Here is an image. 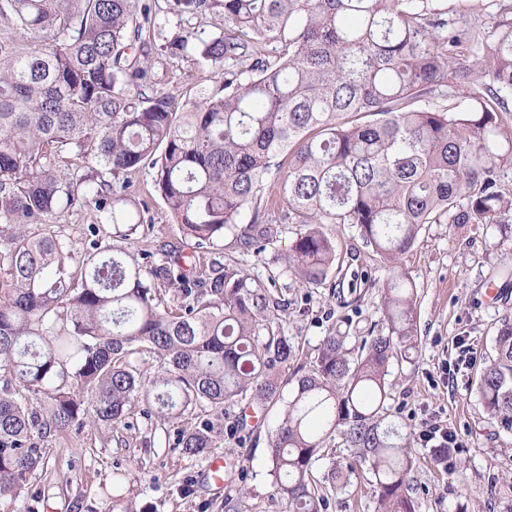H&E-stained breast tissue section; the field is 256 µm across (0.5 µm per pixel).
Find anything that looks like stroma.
Here are the masks:
<instances>
[{
  "label": "stroma",
  "instance_id": "obj_1",
  "mask_svg": "<svg viewBox=\"0 0 512 512\" xmlns=\"http://www.w3.org/2000/svg\"><path fill=\"white\" fill-rule=\"evenodd\" d=\"M223 25L219 16L181 23L160 13L151 33L157 87L181 102L198 87L222 82V68H196L162 47L181 30L210 35ZM129 179L128 209L139 223L134 248L166 244L189 249L190 240L160 197L155 169L141 167ZM94 220L93 208L76 207L51 229L79 253ZM336 246V267L318 287L303 285L273 250L257 256L241 253L230 233L211 248L210 256L263 282L275 315L309 356L332 328L341 325L359 336L383 319L379 257L348 224L337 227ZM403 264L418 289L419 349L412 361L390 367L387 406L413 433L437 425L456 434L461 444L458 470L451 474L431 462L423 441H414L416 510L452 512L461 500L471 512H507L512 500L491 495L490 485L512 482V431L486 412L472 379L479 364L494 355L493 338L503 311L512 310V280L501 276L512 267V238L503 237L494 224H427ZM463 345L473 349L475 362L459 361ZM241 411L240 405L230 404L206 412L221 433L216 454L229 456L233 465V480L222 490L203 480L205 459L175 449L180 424L161 421L138 406L117 430L76 425L41 439L47 468L38 470L19 496L1 501L0 512H282L267 453L280 408L269 407L243 427L238 424ZM327 512H375L366 474L351 475L347 487L332 495Z\"/></svg>",
  "mask_w": 512,
  "mask_h": 512
}]
</instances>
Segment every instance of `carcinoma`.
<instances>
[{"label":"carcinoma","instance_id":"cac0c4a2","mask_svg":"<svg viewBox=\"0 0 512 512\" xmlns=\"http://www.w3.org/2000/svg\"><path fill=\"white\" fill-rule=\"evenodd\" d=\"M167 13L224 27L171 40L169 55L221 67L224 83L177 103L153 82L152 0H0V501L47 464L36 439L74 424L116 430L142 403L163 421L248 400L282 404L268 448L284 512H325L329 492L358 470L376 512H416L412 433L388 420L392 362L418 348L416 285L402 266L426 224H499L512 213V0H166ZM470 87L471 102L446 99ZM288 156L276 181L272 168ZM91 174L69 173L71 160ZM157 169L164 205L194 241L183 253L133 250L120 176ZM91 205L81 259L49 225ZM239 247H277L286 269L323 284L336 264L327 224L355 226L384 264V325L357 345L339 329L303 359L268 312L264 284L207 260L235 229ZM282 212L302 225L276 246ZM169 294L162 303L161 293ZM495 356L476 376L485 409L512 431V311ZM158 362L145 378L130 356ZM45 399V413L15 398ZM339 435L349 455L322 479L319 452ZM209 421L182 428L175 447L206 457ZM443 468L452 443L431 450Z\"/></svg>","mask_w":512,"mask_h":512}]
</instances>
